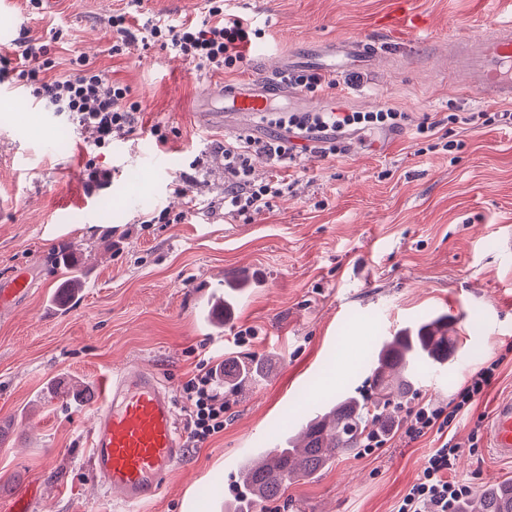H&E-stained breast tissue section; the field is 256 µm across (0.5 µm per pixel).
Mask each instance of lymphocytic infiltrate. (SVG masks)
Instances as JSON below:
<instances>
[{"label":"lymphocytic infiltrate","mask_w":512,"mask_h":512,"mask_svg":"<svg viewBox=\"0 0 512 512\" xmlns=\"http://www.w3.org/2000/svg\"><path fill=\"white\" fill-rule=\"evenodd\" d=\"M251 32L247 17L226 11L224 0H210L207 19L152 25L141 42L174 49L195 67L218 72L243 62ZM70 65L66 75L51 76L54 62L48 57L47 46L23 40L13 52L0 56V82L18 84L52 111L70 113L78 127L90 133L94 147H103L132 129L141 107L129 101L127 87L110 83L107 72L84 57L72 58ZM271 120L282 129V136L269 141L240 138L220 147L227 215L249 219L253 212L270 207L273 199L288 193L290 184L285 178L278 176L261 183L252 180L256 160L275 167L285 160L296 161L307 152L323 159L333 157L345 152V141L351 134L397 131L405 126L408 116L389 107L370 112L333 107L323 112H275ZM499 366L494 360L472 372L449 402L429 400L407 411L400 426L403 437L412 442L432 433L440 445L394 512H454L456 504L471 494L468 483L451 477L460 448L451 430L457 418L487 393ZM181 392L187 403L186 444L202 447L224 430V395L218 389L216 368L200 365Z\"/></svg>","instance_id":"f902f5d3"}]
</instances>
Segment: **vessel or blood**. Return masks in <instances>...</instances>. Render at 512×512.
Instances as JSON below:
<instances>
[{"instance_id":"1","label":"vessel or blood","mask_w":512,"mask_h":512,"mask_svg":"<svg viewBox=\"0 0 512 512\" xmlns=\"http://www.w3.org/2000/svg\"><path fill=\"white\" fill-rule=\"evenodd\" d=\"M378 53L373 42L359 38L304 42L277 54V65L269 75L209 86V96L221 103L209 119L220 123L228 112L275 111L288 98L283 81L288 73L303 68L364 69ZM448 63L462 94L478 101H512V21L482 35L449 39ZM28 292L27 278L16 276L0 285V305ZM489 440L499 457L512 458V401L496 405ZM89 441L91 475L106 491L117 494L120 512H135L138 504L160 495L185 453L172 394L147 371L113 376Z\"/></svg>"}]
</instances>
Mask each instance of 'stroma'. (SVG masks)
Wrapping results in <instances>:
<instances>
[{
	"instance_id": "1",
	"label": "stroma",
	"mask_w": 512,
	"mask_h": 512,
	"mask_svg": "<svg viewBox=\"0 0 512 512\" xmlns=\"http://www.w3.org/2000/svg\"><path fill=\"white\" fill-rule=\"evenodd\" d=\"M0 11L13 44H48L59 70L85 55L127 85L142 106L133 131L88 148L68 113L23 110L22 91L0 85V283L30 279L27 296L0 309V512L26 488L35 512H114L91 478L88 398L122 369L157 374L181 398L203 359H262V377L225 393L224 430L187 449L164 491L138 512H224L246 456L326 403L364 388L374 342L431 316H447L456 352L444 381L423 375L415 402H448L475 369L502 364L488 395L457 423L455 479L474 490L512 479L486 426L512 398V123L456 125L452 112L503 106L461 95L443 61L448 40L512 18V0H224L257 30L246 58L216 73L173 50L120 45L110 20L128 0H55L29 13ZM207 0H143L137 22L206 18ZM356 37L382 45L365 87L316 91L305 105L408 113L397 132L350 136L346 151L302 157L290 193L243 222L224 213L217 145L276 138L259 117L207 125L208 84L262 77L274 54L311 39ZM436 136L416 135L422 121ZM167 135L159 144L151 128ZM109 170L86 185V163ZM191 173L198 207L185 211L171 182ZM75 256L83 286L58 288ZM240 295L224 323L209 317L229 286ZM257 332L237 343L238 330ZM438 443L388 436L369 454L345 455L288 487L260 512H393Z\"/></svg>"
}]
</instances>
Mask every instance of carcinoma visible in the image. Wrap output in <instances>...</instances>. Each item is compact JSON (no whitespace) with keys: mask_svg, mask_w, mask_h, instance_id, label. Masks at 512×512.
Listing matches in <instances>:
<instances>
[{"mask_svg":"<svg viewBox=\"0 0 512 512\" xmlns=\"http://www.w3.org/2000/svg\"><path fill=\"white\" fill-rule=\"evenodd\" d=\"M448 317L439 315L389 336L366 361L370 390L348 393L310 417L296 436L248 458L237 470L247 494L238 501L251 512L260 503L280 499L288 485L311 479L336 457L362 451L369 436L401 420L420 381L421 371L444 366L453 352ZM263 361L224 363V389L232 391L262 376ZM457 512H512V479L485 487L456 505Z\"/></svg>","mask_w":512,"mask_h":512,"instance_id":"obj_1","label":"carcinoma"}]
</instances>
